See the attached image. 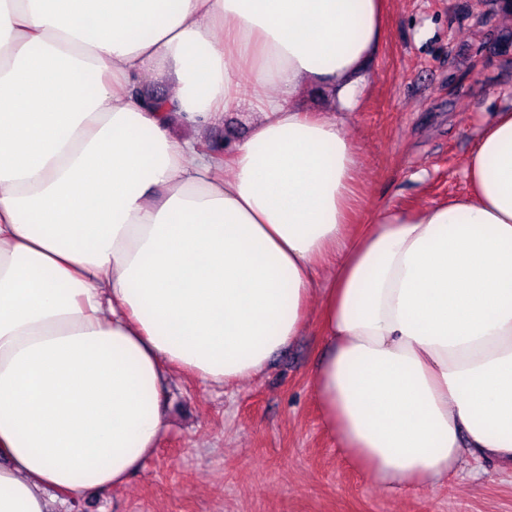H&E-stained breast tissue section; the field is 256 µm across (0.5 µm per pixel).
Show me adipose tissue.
Masks as SVG:
<instances>
[{
	"mask_svg": "<svg viewBox=\"0 0 512 512\" xmlns=\"http://www.w3.org/2000/svg\"><path fill=\"white\" fill-rule=\"evenodd\" d=\"M387 14L0 0V512L123 487L169 431L176 374L258 375L315 297V394L351 464L419 490L467 453L512 462V109L482 127L461 194L348 231L360 163L341 115ZM313 85L329 105L311 113ZM230 110L253 132L219 168L200 134Z\"/></svg>",
	"mask_w": 512,
	"mask_h": 512,
	"instance_id": "ef3b65f1",
	"label": "adipose tissue"
}]
</instances>
